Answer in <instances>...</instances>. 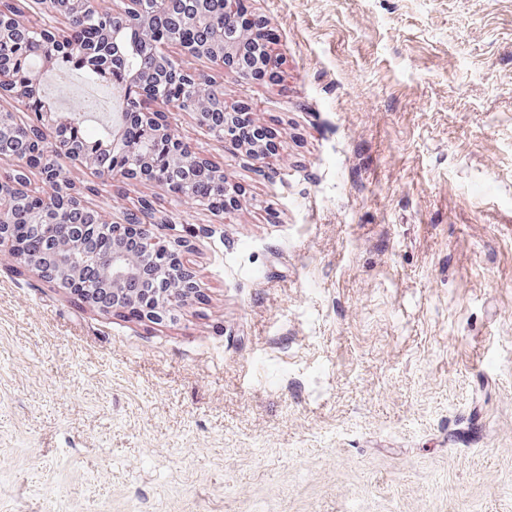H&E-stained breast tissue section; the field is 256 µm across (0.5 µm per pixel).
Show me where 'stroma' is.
<instances>
[{
    "instance_id": "35a3bbf8",
    "label": "stroma",
    "mask_w": 512,
    "mask_h": 512,
    "mask_svg": "<svg viewBox=\"0 0 512 512\" xmlns=\"http://www.w3.org/2000/svg\"><path fill=\"white\" fill-rule=\"evenodd\" d=\"M274 79L165 52L272 131L226 147L213 211L62 160L87 207L140 199L197 293L152 323L0 256V512H512V0H249ZM84 72L42 95L83 124Z\"/></svg>"
}]
</instances>
